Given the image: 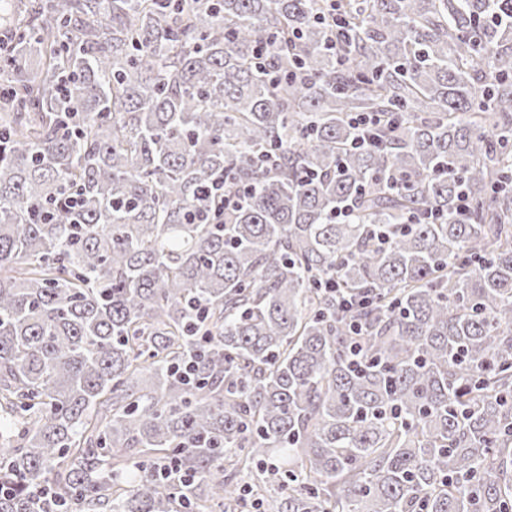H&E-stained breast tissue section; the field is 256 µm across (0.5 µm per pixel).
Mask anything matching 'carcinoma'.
Wrapping results in <instances>:
<instances>
[{"mask_svg": "<svg viewBox=\"0 0 512 512\" xmlns=\"http://www.w3.org/2000/svg\"><path fill=\"white\" fill-rule=\"evenodd\" d=\"M316 4L0 14V512H512V0Z\"/></svg>", "mask_w": 512, "mask_h": 512, "instance_id": "1", "label": "carcinoma"}]
</instances>
